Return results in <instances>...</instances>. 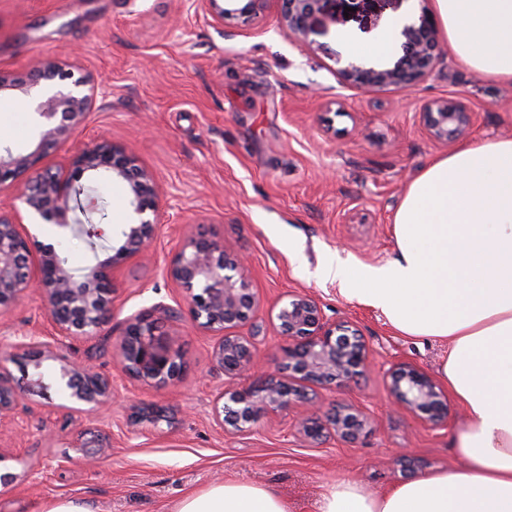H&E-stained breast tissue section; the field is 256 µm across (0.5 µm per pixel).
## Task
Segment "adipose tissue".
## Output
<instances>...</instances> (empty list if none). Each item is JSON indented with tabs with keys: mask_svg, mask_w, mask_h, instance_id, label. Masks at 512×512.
<instances>
[{
	"mask_svg": "<svg viewBox=\"0 0 512 512\" xmlns=\"http://www.w3.org/2000/svg\"><path fill=\"white\" fill-rule=\"evenodd\" d=\"M452 55L512 83V0H433ZM397 255L320 273L379 310L403 335L446 343L440 371L466 420L460 463L381 492L329 486L319 512H512V138L480 139L432 159L394 216ZM171 512H289L267 487L236 480L178 500Z\"/></svg>",
	"mask_w": 512,
	"mask_h": 512,
	"instance_id": "1",
	"label": "adipose tissue"
}]
</instances>
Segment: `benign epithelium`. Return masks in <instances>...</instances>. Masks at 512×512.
<instances>
[{
  "instance_id": "obj_1",
  "label": "benign epithelium",
  "mask_w": 512,
  "mask_h": 512,
  "mask_svg": "<svg viewBox=\"0 0 512 512\" xmlns=\"http://www.w3.org/2000/svg\"><path fill=\"white\" fill-rule=\"evenodd\" d=\"M233 0H201V5L217 22L229 17L250 19L264 0H244L241 7ZM284 33L310 46L316 22L328 0H284ZM402 55L393 65L364 68L353 62L341 64L336 72L355 88L414 87L427 80L442 57L434 18L422 12L418 19L400 31ZM77 63L44 58L23 77L0 72V91L18 90L40 99L38 138L26 151L0 148V180H14L8 201L0 200V311L21 297L38 294L45 303L57 340L93 336L112 320L114 270L125 260L145 251L162 224L160 188L153 172L139 158L115 144L91 142L74 152L66 165L41 166L50 149L70 142L87 112L106 97L105 81L75 75ZM422 126L430 141L447 145L468 133L474 112L457 98H438L423 104ZM91 179H119L127 183L132 222L121 231L123 244L105 262L86 267L75 275L60 259L56 245L40 246L37 259H31L24 221L54 224L74 231L78 219L96 209V201L81 198L85 187L74 175ZM167 275L184 291L190 319L198 327L222 335L214 350L216 366L230 379L256 377L245 389L226 388L221 424L236 434L270 414L292 412L296 434L311 445L326 439L353 443L367 433V416L352 405H332L323 409L312 388L340 391L363 374L369 354L358 329L347 321H331L311 296L295 292L273 306L269 322L288 337L282 348V378L265 369L253 342L229 329L258 314L261 302L255 292L245 260L228 252L224 245L199 231L187 238L167 267ZM48 356L63 362L58 385L69 391L76 404L87 409L76 412H102L112 405V382L91 367L68 359L55 345H47ZM113 359L126 373L158 385L178 379L184 368L183 355L163 341L152 312L128 318L113 347ZM0 355V424L14 419L19 393L14 377ZM389 391L394 400L431 429L448 425V395L425 372L401 362L389 371ZM76 447L91 464L104 459L106 438L85 430Z\"/></svg>"
}]
</instances>
